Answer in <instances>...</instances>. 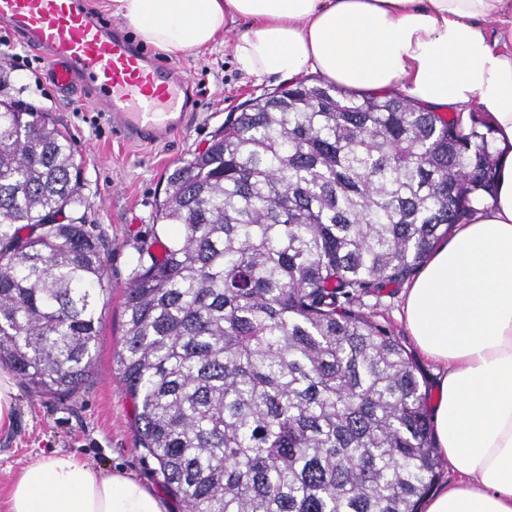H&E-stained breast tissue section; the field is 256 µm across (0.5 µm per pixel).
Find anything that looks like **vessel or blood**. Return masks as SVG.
Segmentation results:
<instances>
[{"instance_id": "1", "label": "vessel or blood", "mask_w": 512, "mask_h": 512, "mask_svg": "<svg viewBox=\"0 0 512 512\" xmlns=\"http://www.w3.org/2000/svg\"><path fill=\"white\" fill-rule=\"evenodd\" d=\"M0 24L49 58V77L64 97L106 107L127 139L152 144L187 125L189 80L156 63L110 20L89 14L83 0H0Z\"/></svg>"}]
</instances>
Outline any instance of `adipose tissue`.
Here are the masks:
<instances>
[{
	"label": "adipose tissue",
	"mask_w": 512,
	"mask_h": 512,
	"mask_svg": "<svg viewBox=\"0 0 512 512\" xmlns=\"http://www.w3.org/2000/svg\"><path fill=\"white\" fill-rule=\"evenodd\" d=\"M112 9L140 42L170 55L235 28L234 62L256 78L314 73L486 116L501 152L495 192L412 282L405 320L441 370L435 435L460 477L425 512H512V0H112ZM9 512L168 505L125 471L57 452L24 469Z\"/></svg>",
	"instance_id": "1"
}]
</instances>
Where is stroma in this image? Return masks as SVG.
Returning <instances> with one entry per match:
<instances>
[{"label":"stroma","instance_id":"1","mask_svg":"<svg viewBox=\"0 0 512 512\" xmlns=\"http://www.w3.org/2000/svg\"><path fill=\"white\" fill-rule=\"evenodd\" d=\"M159 62L176 65L188 77L194 105L188 125L151 145L128 142L114 133L109 113L64 99L49 80L47 61L11 42L0 54L9 76L0 99L13 98L37 112H46L66 133L82 168V191L90 206L86 228L106 243L107 275L112 285L99 306L100 332L94 349V369L88 381L65 397H39L17 384L14 420L0 430V512H8L13 482L31 462L52 452L76 454L97 467L120 468L164 498L169 512H183L182 502L159 481L156 464L136 442L133 405L116 373L114 355L121 347L125 321V291L133 276L136 245L160 253L171 239L169 226L155 217L164 197L165 174L205 147L230 113L249 99L283 85L276 78L255 79L239 71L229 47L216 42L190 48ZM405 282L387 285L364 297L362 309L395 336L410 353L435 396L438 376L409 335L402 314Z\"/></svg>","mask_w":512,"mask_h":512}]
</instances>
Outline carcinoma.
<instances>
[{"instance_id": "cac0c4a2", "label": "carcinoma", "mask_w": 512, "mask_h": 512, "mask_svg": "<svg viewBox=\"0 0 512 512\" xmlns=\"http://www.w3.org/2000/svg\"><path fill=\"white\" fill-rule=\"evenodd\" d=\"M492 128L319 78L247 101L166 177L117 371L185 512H419L442 474L405 347L361 311L493 192ZM70 139L0 100V364L88 380L111 292Z\"/></svg>"}]
</instances>
